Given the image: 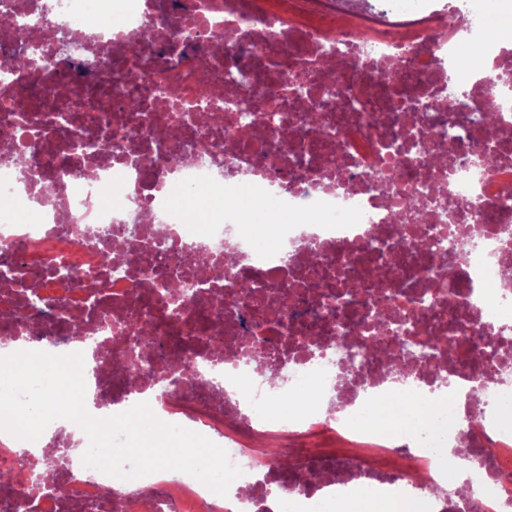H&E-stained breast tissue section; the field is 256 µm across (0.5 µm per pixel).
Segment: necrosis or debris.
<instances>
[{
	"label": "necrosis or debris",
	"mask_w": 512,
	"mask_h": 512,
	"mask_svg": "<svg viewBox=\"0 0 512 512\" xmlns=\"http://www.w3.org/2000/svg\"><path fill=\"white\" fill-rule=\"evenodd\" d=\"M494 9L0 0L44 48L74 40L37 73L13 66L0 30V342L50 353L82 316L94 411L149 403L241 471L224 497L176 470L117 479L54 422L56 481L0 497V512H326L366 487L425 512H512V49ZM230 55L246 82L225 81ZM452 77L466 87L454 99ZM475 114L497 130L444 136ZM424 132L445 165L417 148ZM473 151L494 167L467 166ZM15 204L29 222L11 221ZM257 205L276 218L272 244L242 220ZM453 239L464 256L439 249ZM185 279L169 314L162 287ZM244 334L264 361L240 353ZM135 365L156 383L133 382ZM408 399L418 428L366 425ZM283 444L286 471L268 454Z\"/></svg>",
	"instance_id": "obj_1"
}]
</instances>
